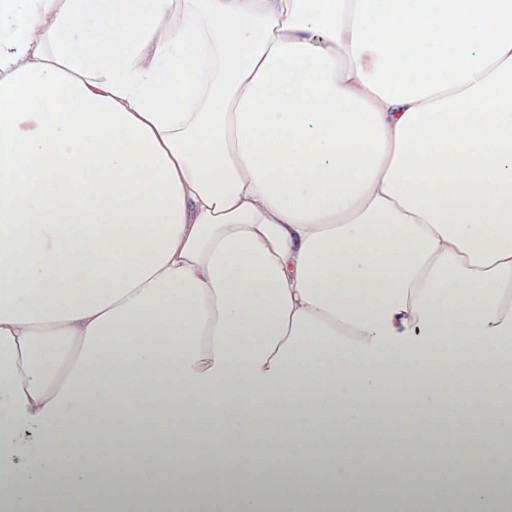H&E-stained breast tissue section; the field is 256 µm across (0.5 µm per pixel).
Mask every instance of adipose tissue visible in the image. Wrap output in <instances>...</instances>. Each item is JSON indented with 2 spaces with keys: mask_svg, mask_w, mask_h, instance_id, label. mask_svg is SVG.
<instances>
[{
  "mask_svg": "<svg viewBox=\"0 0 512 512\" xmlns=\"http://www.w3.org/2000/svg\"><path fill=\"white\" fill-rule=\"evenodd\" d=\"M509 362L512 0H0L5 512H502Z\"/></svg>",
  "mask_w": 512,
  "mask_h": 512,
  "instance_id": "obj_1",
  "label": "adipose tissue"
}]
</instances>
